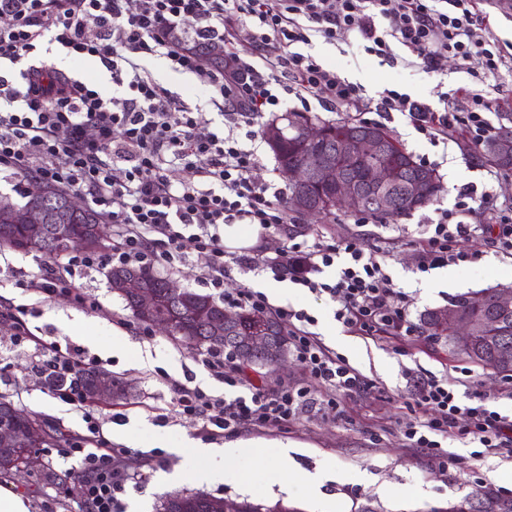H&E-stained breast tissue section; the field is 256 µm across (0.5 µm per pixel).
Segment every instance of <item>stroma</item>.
Instances as JSON below:
<instances>
[{
  "label": "stroma",
  "mask_w": 512,
  "mask_h": 512,
  "mask_svg": "<svg viewBox=\"0 0 512 512\" xmlns=\"http://www.w3.org/2000/svg\"><path fill=\"white\" fill-rule=\"evenodd\" d=\"M347 48L346 40L328 43L315 35L304 51L335 68L341 78L361 83L374 98L384 89L395 87L441 111L446 106L443 93L463 86L480 87L495 99L488 114L493 125L504 124L506 114H512V74L505 72L478 81L475 75L482 70L480 60H472L466 73L450 63L442 73L428 75L381 66L367 59L355 65ZM145 67L177 100L209 120L212 130H222V116L192 75L172 72L161 58L147 61ZM354 118L384 122L414 157L425 156L433 162L444 187L436 206L396 221H373L362 227L355 224L353 215L339 210L315 221L298 220L296 231L310 235L319 231L333 235L362 233L367 246L385 254L395 283L412 295L414 303L409 318L415 324L425 310L446 305L451 298L485 288L512 286V255L491 250L472 268L448 266L422 273L416 269L415 256L408 244L419 224L434 216L436 208L454 207L465 186L480 190L493 187L499 201L511 203L512 172L498 173L496 180H489L484 164L472 158L463 146L430 142L404 114L396 112L383 120L374 112H358ZM42 262V257L32 253L0 250V304L29 306L32 313L28 326L34 334L86 348L99 358L101 369L127 382L125 401L95 406L99 431L113 447L132 444L151 457L149 463L137 468L136 478L127 482L121 496L123 512H158L165 497L177 492L236 501L246 498L267 508L280 504L296 508L297 512H361L365 507L370 512H443L450 501L489 485L512 496V480L496 483L491 478L493 471H512V456L476 457L471 448L452 440L448 450L455 458L445 463L427 449L411 447L404 437V424L414 416L404 376L408 369L422 376L447 377L452 387L465 377L463 369H470V392L491 397L494 410L512 416V383L500 377H486L480 368L469 367L466 360L450 356L444 341L430 342L421 335L396 342L375 341L354 333L349 345L328 342V350L345 357L367 380L368 389L338 396L332 412L306 413L270 429L241 430L237 436L245 440L290 446L287 471L270 468L264 462L243 467L242 479L251 489L249 495H242L231 479L222 477L209 483L188 479L163 482V475L196 465L191 443L220 446L234 436L227 432L208 438L200 432L196 421L178 415L171 404L172 385L184 383L219 395L224 391L223 384L214 380L203 366V352L180 346L164 335H142L139 322L110 290L106 269L76 281L87 301L97 302L94 310L63 297L42 301L20 288V277L37 272ZM282 302L314 316L313 330L319 339L326 340L329 326L336 323L334 303L293 285ZM117 333L133 342L132 350L113 349L112 338ZM1 351L9 361L8 369L0 373L1 394L7 395L18 409L41 415L65 435L85 433L86 424L80 414L55 398L47 384L32 375L33 347H11L8 333L0 332ZM42 457L54 473V481L46 483L32 475L24 479L5 478L0 485L29 499L31 512H79L80 493L72 488L74 479L81 475L78 462L63 460L47 451ZM317 471L324 475L323 502L313 501L299 483L293 484L288 496L267 493L270 485L287 480L289 473Z\"/></svg>",
  "instance_id": "35a3bbf8"
}]
</instances>
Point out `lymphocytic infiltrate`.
I'll list each match as a JSON object with an SVG mask.
<instances>
[{"label":"lymphocytic infiltrate","mask_w":512,"mask_h":512,"mask_svg":"<svg viewBox=\"0 0 512 512\" xmlns=\"http://www.w3.org/2000/svg\"><path fill=\"white\" fill-rule=\"evenodd\" d=\"M485 0H0V64L19 69L18 78L0 74V174L33 186L51 183L86 197L114 243L107 255L70 257L64 269L46 264L21 284L38 296H63L77 305L85 298L77 277L100 267L137 265L176 271L191 256L203 261L204 284L225 305L275 311L287 322L288 342L312 388L282 386L275 391L250 382L223 353L207 354L211 376L232 388L229 396L207 394L181 384L172 390L175 412L195 418L209 435L239 428H269L321 408L335 409L336 397L365 390L366 384L342 357L310 332L315 319L292 306L271 307L265 294L248 288L224 293V279L238 266L289 280L335 303V318L374 339L403 340L416 329L411 299L397 288L385 265L364 247L361 235H288L277 262L257 254L230 253L228 224H256L262 233L289 224L283 189L255 177L258 159L242 140L262 136L261 118L280 112L284 96L299 102L315 97L330 112H401L430 141L454 140L463 132L471 145L490 138L487 114L493 100L479 90L464 93L461 108L437 112L395 89L380 98L363 85L340 78L297 44L317 35L326 42L348 36L358 54L379 65L441 71L453 61L467 67L480 59L485 74L512 70L491 33ZM68 55L99 59L118 96H104L94 84L48 64L42 41ZM408 55L397 58L392 46ZM166 59L173 72L195 76L224 119L225 133L210 129L201 113L177 101L148 76L144 63ZM186 171L175 182L169 165ZM479 200L487 221L468 223L471 200ZM477 237L512 255V206L498 203L492 190L465 187L454 209H440L410 245L420 272L477 264L482 251H464L463 238ZM335 268L334 281L322 280ZM26 306L11 307L13 345L33 344L39 365L69 377L97 362L79 345L46 343L28 327ZM418 410L404 435L413 447L444 455L455 439L486 451H512V420L492 410L484 397L462 399L447 380L410 377ZM54 395L82 415L87 431L69 437L57 454L80 463L84 512H122L119 498L131 463H147L143 452L115 448L99 433L95 409L67 382Z\"/></svg>","instance_id":"1"}]
</instances>
